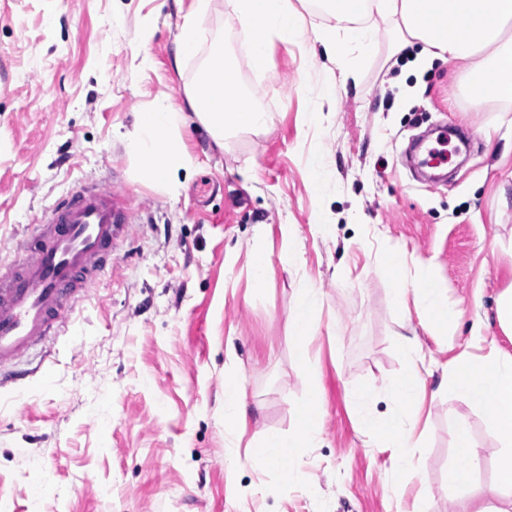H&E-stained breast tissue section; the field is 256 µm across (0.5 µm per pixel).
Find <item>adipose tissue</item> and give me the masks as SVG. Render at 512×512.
<instances>
[{"instance_id": "obj_1", "label": "adipose tissue", "mask_w": 512, "mask_h": 512, "mask_svg": "<svg viewBox=\"0 0 512 512\" xmlns=\"http://www.w3.org/2000/svg\"><path fill=\"white\" fill-rule=\"evenodd\" d=\"M232 8L247 28L250 63L258 72L269 67L268 44L276 38L283 42L302 35L297 18L289 9V0H230ZM321 12L331 20L318 40L327 57H342L345 48L355 47L370 53L376 43L379 22L396 25V51L417 47L414 66L423 67L434 59L468 63V87L476 101L512 100V0H317ZM188 105L199 123L223 146L226 132L262 130L268 115L243 105L236 67L224 57L222 46H213L186 91ZM184 122L181 108L168 98L159 99L153 110L137 113L134 130L128 138L130 153L143 164L145 179L154 185L174 188L178 174L190 157L180 133ZM393 296L403 302L413 294L418 316L430 335H438L456 322L460 314L449 308L440 288L426 273L406 280L402 266H393ZM323 304L319 289H301L295 299V323L299 337L298 356L304 365L303 376L308 393L297 407L293 430L286 434L262 436L255 444L254 458L261 463L298 459L315 447L321 435L318 396V371L311 353L314 340L312 314ZM400 348L409 360V369L392 379L385 388L401 415L394 423L377 420L371 413L375 393L359 388L352 406L360 430L376 435L396 451L402 471L413 470L411 450L419 424L417 407L425 391L424 359L416 338L399 337ZM442 387L449 397L458 398L490 416V433L496 442L494 481L485 487L472 486V475L480 465L469 426L456 421L455 454L463 467L448 472L451 484L467 487L457 502L456 512H512V351L492 344L481 357H460L451 362Z\"/></svg>"}]
</instances>
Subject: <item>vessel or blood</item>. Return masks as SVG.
<instances>
[{
  "label": "vessel or blood",
  "instance_id": "b4317fda",
  "mask_svg": "<svg viewBox=\"0 0 512 512\" xmlns=\"http://www.w3.org/2000/svg\"><path fill=\"white\" fill-rule=\"evenodd\" d=\"M132 221L111 189L86 185L40 220L23 242L25 258L0 275V369L59 334L70 303Z\"/></svg>",
  "mask_w": 512,
  "mask_h": 512
}]
</instances>
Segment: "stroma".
Returning <instances> with one entry per match:
<instances>
[{"instance_id": "35a3bbf8", "label": "stroma", "mask_w": 512, "mask_h": 512, "mask_svg": "<svg viewBox=\"0 0 512 512\" xmlns=\"http://www.w3.org/2000/svg\"><path fill=\"white\" fill-rule=\"evenodd\" d=\"M196 0H0V271L73 188L102 185L136 222L112 247L64 333L48 338L0 383V504L6 512H448L457 489L453 417L467 420L492 482L485 415L442 391L443 367L502 339L496 299L512 286V101L478 103L453 62L402 73L391 24L374 53L327 60L329 20L291 0L303 34L269 45V69L249 65V39L227 0H209L195 57L175 64L178 28ZM223 43L242 92L268 112L216 148L187 111L185 90ZM148 54L141 63L140 54ZM186 110L191 158L176 190L151 185L126 142L158 95ZM445 126L467 133L446 182L418 180L406 153ZM330 179L318 188L309 160ZM296 252L295 262L282 257ZM265 256L266 284L252 287ZM406 275L426 268L463 312L447 334L422 330L392 299L387 257ZM320 288L312 353L323 435L287 466L253 465L250 443L295 423L307 393L297 355L298 289ZM418 335L426 359L413 451L424 478L400 473L392 449L356 427L351 395L376 391L374 415L398 409L384 387L407 368L398 335ZM243 380L244 428L224 423V373ZM306 482L289 486V471Z\"/></svg>"}]
</instances>
